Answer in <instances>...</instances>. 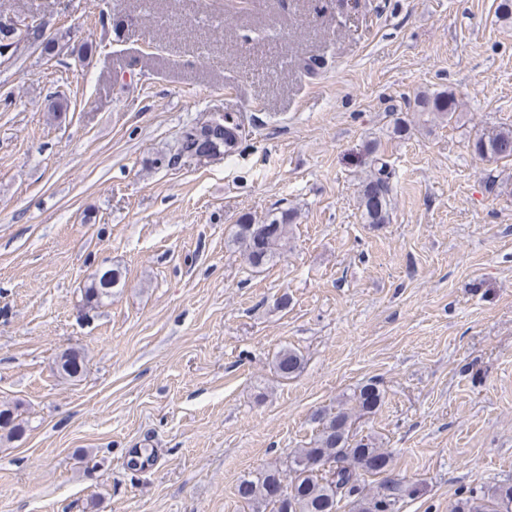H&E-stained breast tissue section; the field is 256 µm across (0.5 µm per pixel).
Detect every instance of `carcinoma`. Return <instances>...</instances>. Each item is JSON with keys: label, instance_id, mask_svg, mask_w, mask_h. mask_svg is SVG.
<instances>
[{"label": "carcinoma", "instance_id": "1", "mask_svg": "<svg viewBox=\"0 0 512 512\" xmlns=\"http://www.w3.org/2000/svg\"><path fill=\"white\" fill-rule=\"evenodd\" d=\"M13 37L41 41L42 50L54 51L58 40L40 39L36 32L16 29ZM420 111L441 119L453 117L459 102L450 90L423 94L418 97ZM237 120L224 115V125L208 130L185 127L178 140V153L197 152L205 145L228 157L235 152L239 137L233 132ZM473 151L482 158L512 159V127H488L476 133ZM394 171L387 162L376 159L373 170L359 187L361 218L366 224L389 223L390 196ZM294 222L291 210H282L262 222L245 221L236 225L230 243L242 251L246 263L253 269L263 268L280 255L288 243V233ZM121 274L107 269L94 274L83 286L84 302L99 306L112 299V290L120 284ZM303 357L293 349H282L275 360L279 376L288 379L300 371ZM85 367L80 351L70 349L60 356V372L69 378H78ZM358 413L370 414L379 409L383 395L374 383L363 385L355 395ZM320 429L306 448L295 449L288 457L291 480L283 483L281 472L270 469L256 479H246L238 486V494L256 509L274 504L273 512H341L350 505L358 512H395L403 497L402 486L394 482L388 493L371 496L364 492L361 476L379 474L390 469L392 456L353 433L352 414L342 408L321 415ZM23 433L16 408L0 404V439L12 440ZM284 486L285 497L273 503L271 488ZM453 512H512V483L495 485L481 495H469L458 500Z\"/></svg>", "mask_w": 512, "mask_h": 512}]
</instances>
